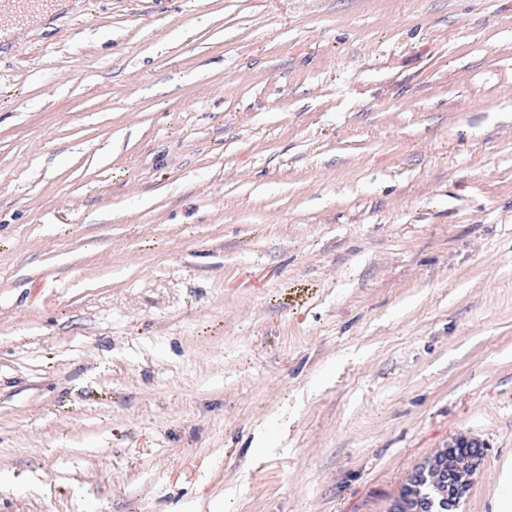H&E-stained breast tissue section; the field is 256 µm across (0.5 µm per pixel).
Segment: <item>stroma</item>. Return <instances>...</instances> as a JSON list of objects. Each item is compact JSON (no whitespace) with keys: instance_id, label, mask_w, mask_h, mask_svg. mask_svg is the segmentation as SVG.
<instances>
[{"instance_id":"35a3bbf8","label":"stroma","mask_w":512,"mask_h":512,"mask_svg":"<svg viewBox=\"0 0 512 512\" xmlns=\"http://www.w3.org/2000/svg\"><path fill=\"white\" fill-rule=\"evenodd\" d=\"M512 501V0H59L0 39V512ZM489 445L482 439L470 435H458L448 443V459L441 464L437 473L444 485L446 500L454 504L467 492L469 484L468 476L472 475L481 465V461L487 454ZM455 448H483L478 456L457 455ZM465 470L468 474H465Z\"/></svg>"}]
</instances>
